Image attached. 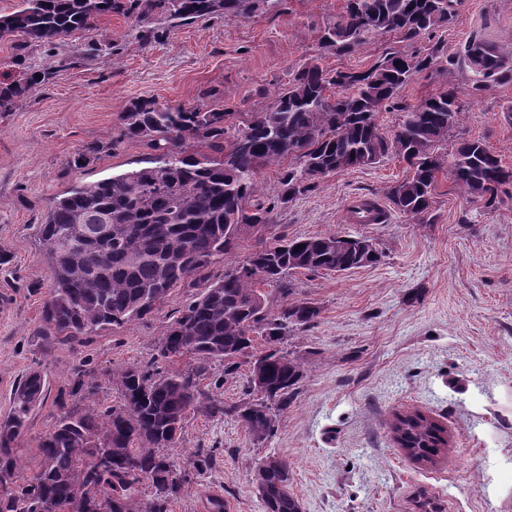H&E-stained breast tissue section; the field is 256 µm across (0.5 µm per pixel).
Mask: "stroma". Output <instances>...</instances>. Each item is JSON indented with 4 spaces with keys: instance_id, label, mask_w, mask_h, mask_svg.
Segmentation results:
<instances>
[{
    "instance_id": "1",
    "label": "stroma",
    "mask_w": 512,
    "mask_h": 512,
    "mask_svg": "<svg viewBox=\"0 0 512 512\" xmlns=\"http://www.w3.org/2000/svg\"><path fill=\"white\" fill-rule=\"evenodd\" d=\"M343 5L281 0L251 18L163 26L148 45L115 15L52 45L18 52L13 41H0V82L27 69L53 73L0 112V417L28 370L40 369L49 385L17 440L25 462L35 458L58 400L68 398L74 368L94 371L96 403L120 405L113 369L161 365L162 332L192 295L176 289L151 314L74 349H44L35 334L52 283L39 233L50 198L74 182L141 167L150 156L128 140L82 170L68 166L77 149L118 134L130 99L222 105L242 124L313 61L362 72L387 50L423 57L439 46L448 56L473 38L512 44V0H464L457 21L431 35L407 41L385 33L349 53L324 50L321 32ZM454 81L462 105L454 137L481 140L512 166V81L479 88L459 66ZM406 175L405 163L388 156L340 170L273 212L272 234L363 236L381 259L342 275H293L292 299L314 303L321 314L283 344L302 356L304 376L279 413L277 433L258 443L236 418L189 415L180 446L212 461L171 512H213L215 498L228 512H263L254 473L269 456L287 462L302 512H415L421 489L442 512H512V199L484 207L443 172L430 217L393 210L382 224L351 220L353 201L385 200L387 187ZM414 411L447 431L448 445L433 462L413 461L393 438L395 417Z\"/></svg>"
}]
</instances>
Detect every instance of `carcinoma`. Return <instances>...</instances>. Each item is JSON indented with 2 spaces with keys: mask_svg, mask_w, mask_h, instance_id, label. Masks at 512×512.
<instances>
[{
  "mask_svg": "<svg viewBox=\"0 0 512 512\" xmlns=\"http://www.w3.org/2000/svg\"><path fill=\"white\" fill-rule=\"evenodd\" d=\"M279 0H20L0 15V38L24 46L53 44L83 31L106 15L131 21L140 41L159 40L157 22L173 26L222 15L227 20L265 13ZM457 18L455 0H345L319 43L326 50L352 51L374 35L398 33L413 40ZM440 58L398 51L382 54L364 72L330 71L316 62L299 70L288 89L231 130L233 113L195 104L174 107L153 98L132 99L121 128L108 142L78 149L70 166L83 169L126 139L153 151L148 165L92 182H76L50 199L40 236L52 271L49 296L36 335L45 346L57 341L81 345L100 331L140 319L177 288L201 286L163 332L158 350L168 361L186 360L179 370L131 364L112 371L122 403L104 410L90 406L95 384L74 369L71 394L39 438L36 469L24 477L15 442L30 414L47 396L46 378L31 369L15 386L11 409L0 420V512H169L207 457L178 449L188 415L234 416L257 442L272 437L278 412L303 376L301 358L277 348L311 326L320 309L292 300L271 310L264 287L291 295L289 276L347 272L377 263L381 254L361 251L350 236L260 239L245 259L224 265L212 279L210 266L239 245L234 226L271 223V213L317 189L337 171L370 166L392 155L406 162L409 177L389 187L394 208L421 220L433 206L437 174L448 171L467 197L492 207L512 196V168L480 140L461 139L442 152L459 124L461 109L448 56V86L413 105L399 107L403 119L390 138L377 115L413 74ZM463 66L476 78L512 79V46L479 40L464 48ZM53 73L30 70L0 86V112L48 83ZM281 166L276 199L253 202L258 176ZM103 224L106 234L73 251L59 244ZM267 349L255 348L257 339ZM240 358L249 364L248 388L261 397L226 405L201 387L211 364L230 370ZM402 442L412 458L436 455L444 429L415 412L402 420ZM288 464L276 457L259 463L255 487L265 512H301L290 490ZM150 489L143 495L142 489Z\"/></svg>",
  "mask_w": 512,
  "mask_h": 512,
  "instance_id": "1",
  "label": "carcinoma"
}]
</instances>
